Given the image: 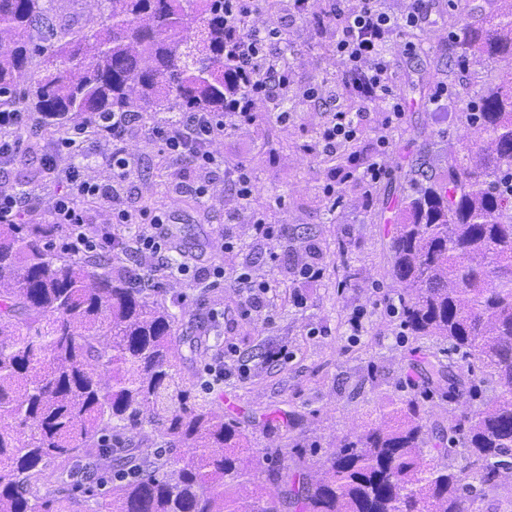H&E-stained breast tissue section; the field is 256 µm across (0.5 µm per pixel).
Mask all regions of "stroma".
<instances>
[{"label": "stroma", "mask_w": 512, "mask_h": 512, "mask_svg": "<svg viewBox=\"0 0 512 512\" xmlns=\"http://www.w3.org/2000/svg\"><path fill=\"white\" fill-rule=\"evenodd\" d=\"M58 22L87 29L98 27L104 11L99 0H52ZM327 35L316 24L295 23L290 28L288 54L295 60L299 85L325 82L336 86L339 68L324 49ZM446 53L443 40L434 39L429 52H417L398 67L396 93L404 112L393 133L387 165L390 175L373 192L353 181L345 199L330 207L322 188L342 158L308 153L320 113L298 110L288 123L260 114L256 123L224 134L214 143L223 160L246 164L254 174L257 191L253 205L272 224L287 228L284 243L267 248L254 244L248 225L236 233L241 251L223 255L214 248L224 223V211L235 203L231 188L215 181L210 200L198 204L187 190L196 183L194 168L172 163L151 138L156 121L139 113L138 133L127 144L131 176L114 184L115 201L81 199L77 205L88 223L107 228L113 207H144L169 215L176 248L193 266L192 273L171 276L150 261L136 262L121 250L102 254L101 263L122 275L134 269L155 276L158 286L151 298L172 306L179 317L178 336H195L212 325L210 310L223 312L216 337L184 368L201 400L224 409L225 417L239 422L253 447L283 449L282 457L264 462L261 486L288 490L301 473L315 472L346 436L370 423L380 403L420 398L426 379L419 363L435 355L447 358V341L436 336L416 337L401 316L388 314V299L402 287L391 279L389 243L401 215L403 190L420 163L440 169L460 131V102L452 97L442 111L429 108L414 86L424 74L428 55ZM58 134L44 128L39 138H24L17 162L0 169V186L24 192L36 202L30 221L49 224L53 204L66 186L49 174L40 159ZM77 164L85 178L112 182V144L89 135L64 152L61 166ZM315 245L324 260L325 274L310 285L292 283L283 271L297 261L302 246ZM252 259L255 271L270 283L267 294L271 324L243 317L241 295L233 288H199L193 272L216 262L234 269ZM363 309L362 330H352L353 310ZM285 345L288 355L270 361V342ZM234 345L247 364V378L231 376L223 384L205 387V369Z\"/></svg>", "instance_id": "stroma-1"}]
</instances>
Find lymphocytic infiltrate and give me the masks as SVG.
<instances>
[{"label": "lymphocytic infiltrate", "instance_id": "f902f5d3", "mask_svg": "<svg viewBox=\"0 0 512 512\" xmlns=\"http://www.w3.org/2000/svg\"><path fill=\"white\" fill-rule=\"evenodd\" d=\"M260 0H224V42L233 57L239 76V91L224 105L223 114L185 112L173 125H157L152 137L161 152L179 164H187L201 178L190 190L199 201H207L209 186L223 177L235 193L236 203L225 209L226 229L217 239L219 251L238 249L239 239L232 227L247 224L260 245L270 246L284 233L282 225L268 223L264 214L253 209L251 199L256 181L246 164L225 163L213 151V144L224 133L240 125L255 123L257 103L273 108L283 100L299 99L306 108L321 110L322 121L316 130L313 152L346 157L347 164L335 171L330 183L323 187L324 196L340 204L343 188L358 181L366 188L376 187L389 172L384 159L390 153L392 133L404 105L394 94V53L411 54L413 43L404 41L405 32L434 28L436 20L427 0H408L406 8L395 9L392 0H359L348 7L345 0H326L321 14H314L310 0H284V14L278 24L260 19ZM321 18L331 31L333 51L342 64L340 93L310 85L299 87L291 64L283 61L282 48L288 43V27L296 21L310 22ZM380 113L377 124H369L371 113ZM40 122L32 113L15 108L0 109V165L13 163L19 154L22 137L37 132ZM82 138L81 131L68 132L53 144L42 162L67 185V191L54 205V220L64 234V247L76 254L110 252L119 240L112 232L96 230L86 224L78 199L109 198L112 186L83 179L74 168L58 165L61 149H73ZM116 224L134 225L127 240V251L134 256L148 255L157 264H165L171 251L168 217L149 210L112 211ZM196 279L204 288H218L231 282L245 294L244 316L262 314L266 308L269 282L259 277L251 262L241 263L233 272L213 265L197 271Z\"/></svg>", "mask_w": 512, "mask_h": 512}]
</instances>
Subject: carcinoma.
<instances>
[{"label": "carcinoma", "mask_w": 512, "mask_h": 512, "mask_svg": "<svg viewBox=\"0 0 512 512\" xmlns=\"http://www.w3.org/2000/svg\"><path fill=\"white\" fill-rule=\"evenodd\" d=\"M51 0H0V96L45 126L98 132L112 112H222L238 90L224 54V0H102L95 30L55 23ZM448 37V85L477 58L512 57V0ZM39 57L38 73L31 71ZM479 145L448 149L440 172L403 198L390 277L416 336H440L500 394L448 420L469 469L427 458L414 400L376 409L312 484L288 491L296 512H468L473 482L512 476V73L477 92L461 129ZM53 224L0 223V512H279V494L249 499L262 460L238 422L198 401L183 375L202 345L174 356L176 313L92 257L53 249ZM427 383L478 393L453 363L427 360ZM159 429L167 451L122 444ZM112 459L115 483L75 495L81 473Z\"/></svg>", "instance_id": "obj_1"}]
</instances>
